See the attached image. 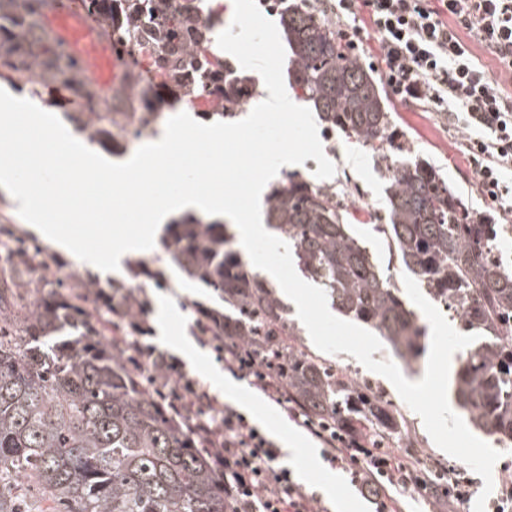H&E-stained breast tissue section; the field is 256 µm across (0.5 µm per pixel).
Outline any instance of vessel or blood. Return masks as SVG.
Here are the masks:
<instances>
[{"mask_svg": "<svg viewBox=\"0 0 512 512\" xmlns=\"http://www.w3.org/2000/svg\"><path fill=\"white\" fill-rule=\"evenodd\" d=\"M51 22L69 52L99 87L129 85V53L119 52L83 11L68 4L61 6L52 13Z\"/></svg>", "mask_w": 512, "mask_h": 512, "instance_id": "obj_1", "label": "vessel or blood"}]
</instances>
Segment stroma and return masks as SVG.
Masks as SVG:
<instances>
[{
  "label": "stroma",
  "instance_id": "obj_1",
  "mask_svg": "<svg viewBox=\"0 0 512 512\" xmlns=\"http://www.w3.org/2000/svg\"><path fill=\"white\" fill-rule=\"evenodd\" d=\"M392 125L401 132L402 142L411 159H422L430 163L449 185L459 191L469 207L491 208L490 200L480 198L474 186V172L463 153L460 134L448 127L433 112L412 108L394 99H387ZM320 140L325 155L330 156L336 172L328 184L343 191L347 184H355L358 192L350 199L351 210L368 208L371 212L385 214L387 206L386 182L382 178L371 150L349 139L343 132L321 134ZM152 303H164L170 313V328L179 341L191 343L203 355L199 365H190L178 358L170 343L162 341L156 334L154 314H147V334L142 342L169 358L175 359L186 379L197 382L210 396L223 400L224 394L214 379L224 373V362L214 345L194 336L192 303L211 304L209 291L197 287L180 274H173L168 287L148 289ZM328 363L347 374L362 378L370 387L383 394L400 413L404 433L396 439L397 448L416 451L425 471L451 470L467 478L470 483L469 501L456 504L454 512H473L472 500L482 493L484 481L464 462L440 449L426 431L423 421L399 396L393 384L385 377L369 371L353 356L341 352L327 355ZM266 413L259 428L272 439H281L283 434L300 435L302 443L296 454H283L282 462L290 468L295 478L309 486L328 505L330 512H340L344 502L356 504L357 512H369L370 506L351 483V474L346 470H334L322 457L319 442L302 425L289 418L288 404H277L264 400ZM502 456L493 468V489L485 502V512H512V446L502 447Z\"/></svg>",
  "mask_w": 512,
  "mask_h": 512
}]
</instances>
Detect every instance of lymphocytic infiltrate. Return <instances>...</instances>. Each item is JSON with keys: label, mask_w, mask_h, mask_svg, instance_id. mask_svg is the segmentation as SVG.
I'll list each match as a JSON object with an SVG mask.
<instances>
[{"label": "lymphocytic infiltrate", "mask_w": 512, "mask_h": 512, "mask_svg": "<svg viewBox=\"0 0 512 512\" xmlns=\"http://www.w3.org/2000/svg\"><path fill=\"white\" fill-rule=\"evenodd\" d=\"M326 9L344 40L374 35L377 68L391 97L443 115L461 134L477 193L496 204L476 212L478 222L512 215V93L491 80L470 47L481 44L512 79V0H329ZM224 367L252 379L272 400H287L285 382L262 372L231 339L224 342ZM306 420L324 445V460L352 467V481L374 512H400L403 495L436 491L444 506L469 496L465 481L451 478L436 487L412 449L374 448L356 428ZM193 427L211 437L206 454L224 485L225 512H326L320 498L280 466V449L243 415L210 398Z\"/></svg>", "instance_id": "lymphocytic-infiltrate-1"}]
</instances>
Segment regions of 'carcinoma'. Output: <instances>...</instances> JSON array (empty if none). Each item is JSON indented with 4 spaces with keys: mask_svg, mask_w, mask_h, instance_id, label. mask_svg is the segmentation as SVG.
Instances as JSON below:
<instances>
[{
    "mask_svg": "<svg viewBox=\"0 0 512 512\" xmlns=\"http://www.w3.org/2000/svg\"><path fill=\"white\" fill-rule=\"evenodd\" d=\"M58 0H0V66L31 86L66 84L78 108L66 113L91 143L139 137L163 119L142 112L139 126L115 120L128 99L102 93L45 24ZM89 17L121 46H139L158 91L142 103L192 102L211 96L205 121L233 118L250 84L230 82V60L207 52L216 26L199 20L204 0H82ZM291 45L294 95L319 121L373 148L384 169L388 208L373 229L390 257L435 303L478 339L458 360V407L478 430L512 443V270L497 262L499 224H480L460 195L422 160L388 152L391 129L382 92L359 56L311 0H273ZM265 220L292 251L305 276L323 286L345 316L374 331L409 366L425 353V326L394 287L366 243L350 227L346 203L327 186L286 173L265 196ZM21 248L0 270V512H224V486L202 449L209 438L190 432L187 416L170 409L167 367L154 362L150 382L139 373L141 351L130 336L145 333L146 294L126 283H102L86 271L64 284L69 265L36 240L11 232ZM162 256L187 279L215 293L223 309L193 306V332L232 338L257 365L283 376L292 401L332 427L364 425L371 440L400 432L393 406L367 384L291 343L299 329L288 305L233 249L226 225L187 217L168 225ZM39 275L28 274L29 265ZM164 272L138 261L131 279L159 287ZM59 505L30 503L34 492Z\"/></svg>",
    "mask_w": 512,
    "mask_h": 512,
    "instance_id": "cac0c4a2",
    "label": "carcinoma"
}]
</instances>
